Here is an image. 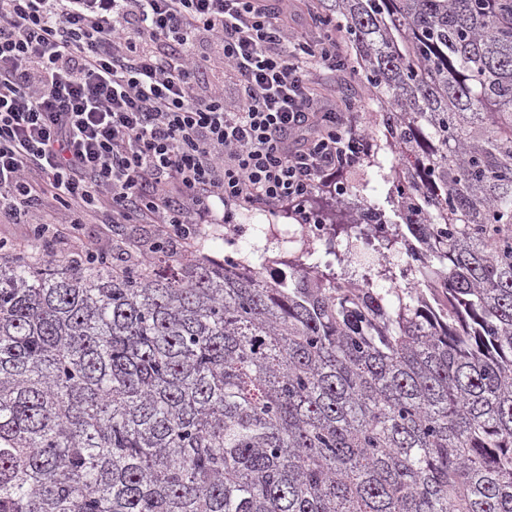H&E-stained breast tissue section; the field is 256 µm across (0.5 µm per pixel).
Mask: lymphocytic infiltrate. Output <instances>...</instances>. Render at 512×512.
I'll list each match as a JSON object with an SVG mask.
<instances>
[{
  "label": "lymphocytic infiltrate",
  "mask_w": 512,
  "mask_h": 512,
  "mask_svg": "<svg viewBox=\"0 0 512 512\" xmlns=\"http://www.w3.org/2000/svg\"><path fill=\"white\" fill-rule=\"evenodd\" d=\"M288 0H0V218L50 200L62 221L150 217L192 238L223 210L302 204L358 164L364 134L307 68L346 65ZM221 47L211 58L202 41ZM231 98L201 91L213 64Z\"/></svg>",
  "instance_id": "lymphocytic-infiltrate-1"
}]
</instances>
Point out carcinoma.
Segmentation results:
<instances>
[{"label": "carcinoma", "mask_w": 512, "mask_h": 512, "mask_svg": "<svg viewBox=\"0 0 512 512\" xmlns=\"http://www.w3.org/2000/svg\"><path fill=\"white\" fill-rule=\"evenodd\" d=\"M417 262L0 249V512H512V0H331ZM350 248L381 210L336 203ZM395 282L377 288L375 280Z\"/></svg>", "instance_id": "obj_1"}]
</instances>
